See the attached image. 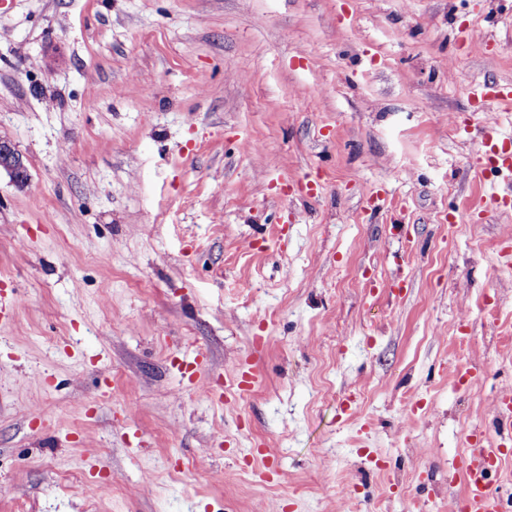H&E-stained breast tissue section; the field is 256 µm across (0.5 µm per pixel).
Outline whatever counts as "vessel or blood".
<instances>
[{
	"label": "vessel or blood",
	"instance_id": "b4317fda",
	"mask_svg": "<svg viewBox=\"0 0 512 512\" xmlns=\"http://www.w3.org/2000/svg\"><path fill=\"white\" fill-rule=\"evenodd\" d=\"M470 97L482 109L493 104H512V84H477L470 90ZM482 158L487 168L497 170L506 180L505 186L496 194L491 204L505 210L512 207V149L500 142L492 125L483 127ZM500 461L497 448L471 440L469 453L461 467L462 480L466 486L461 508L463 512H499V501L488 484V473Z\"/></svg>",
	"mask_w": 512,
	"mask_h": 512
}]
</instances>
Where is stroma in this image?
Here are the masks:
<instances>
[{"instance_id":"obj_1","label":"stroma","mask_w":512,"mask_h":512,"mask_svg":"<svg viewBox=\"0 0 512 512\" xmlns=\"http://www.w3.org/2000/svg\"><path fill=\"white\" fill-rule=\"evenodd\" d=\"M507 81L512 0L0 9V512H512ZM470 98L482 108L481 112H487L495 103L512 104V84H476L470 89ZM483 146L481 161H485V166L497 170L507 180L506 185L496 194L491 205L498 210L511 208L512 198V152L504 142H500L494 128L490 124H485L483 129ZM5 170L17 184L28 182V173L22 156L12 145L0 139V171ZM469 453L461 467L466 486L460 510L466 512H498L499 500L488 484L489 470L499 461V448L484 445L480 440L469 438Z\"/></svg>"}]
</instances>
